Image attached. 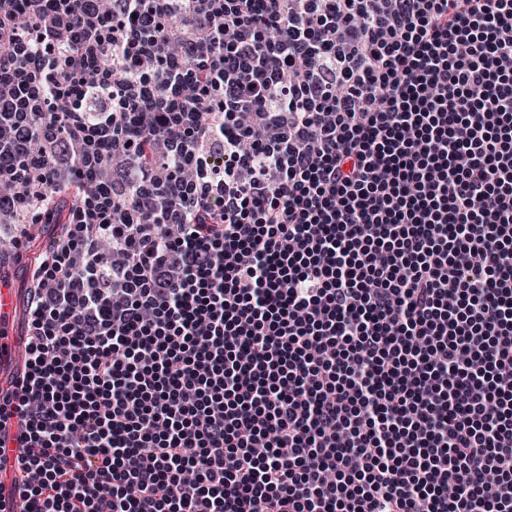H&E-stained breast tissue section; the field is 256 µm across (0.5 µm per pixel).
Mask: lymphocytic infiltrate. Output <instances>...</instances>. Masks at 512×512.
I'll return each mask as SVG.
<instances>
[{"label":"lymphocytic infiltrate","mask_w":512,"mask_h":512,"mask_svg":"<svg viewBox=\"0 0 512 512\" xmlns=\"http://www.w3.org/2000/svg\"><path fill=\"white\" fill-rule=\"evenodd\" d=\"M78 162L25 512H512V0H0V243Z\"/></svg>","instance_id":"obj_1"}]
</instances>
